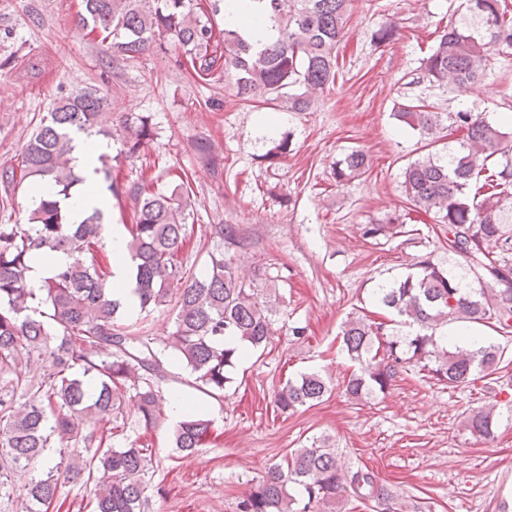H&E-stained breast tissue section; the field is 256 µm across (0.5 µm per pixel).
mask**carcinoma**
Here are the masks:
<instances>
[{
	"label": "carcinoma",
	"instance_id": "1",
	"mask_svg": "<svg viewBox=\"0 0 512 512\" xmlns=\"http://www.w3.org/2000/svg\"><path fill=\"white\" fill-rule=\"evenodd\" d=\"M265 19L278 31L256 51L238 31L219 27L224 0H82L76 28L96 33L104 52L134 59L173 47L202 78L231 82L243 102L260 101L274 111L307 112L318 92L335 84L337 46L345 35L352 0H265ZM512 46V17L502 0H468L467 12L441 32L423 59L424 76L463 89L486 74L497 46ZM95 86L61 98L44 116L22 151L19 183H28L27 223L0 224V499L16 497L21 512H57L61 480L91 485V512H145L146 476L152 444L125 431L123 405L137 404V421L157 427L159 384L176 363L203 394L219 398L241 357L266 347L275 335L274 316L282 296L241 278L224 256L220 228L208 252V271L188 272L180 252L193 233L189 193L152 188L145 176L132 184L135 200L127 249L135 294L142 311L173 305L171 345L137 333L121 322L112 299V258L102 241L103 213L96 210L73 224L64 206L82 182L71 166L74 136L112 137V113ZM396 119L431 147L439 139L442 113L421 101L394 105ZM127 153L136 155L151 136L144 116L119 120ZM451 126L462 133L459 146L427 155L403 173L405 194L415 208L434 213L453 238L448 251L480 268L486 286L475 288L459 271L425 258L417 272L376 288L375 300L394 316L388 323L357 317L344 323L343 345L359 365L344 393L361 400L385 393L408 365L458 388L494 375L503 353L493 342L475 340L469 349L440 345L436 331L453 322L492 323L512 328V130L471 112H457ZM362 150L335 163L336 182H349L369 169ZM95 173L107 189H122L112 165L98 158ZM397 219L368 224L363 235L377 239L398 230ZM58 252L74 261L56 267L42 288L28 284L30 264ZM185 282L184 287L175 285ZM500 289H495V286ZM407 328L394 333V327ZM37 365L28 376L19 366ZM334 387L318 372L287 379L275 392L282 414L312 407ZM497 406L472 410V435L489 438ZM212 420L190 413L173 433L175 450L194 454L210 442ZM297 488L301 496L290 493ZM345 496L371 499L391 512L392 495L366 467L346 469L334 450L319 440L285 455L237 502V512H327Z\"/></svg>",
	"mask_w": 512,
	"mask_h": 512
}]
</instances>
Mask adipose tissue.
Here are the masks:
<instances>
[{
  "label": "adipose tissue",
  "instance_id": "obj_1",
  "mask_svg": "<svg viewBox=\"0 0 512 512\" xmlns=\"http://www.w3.org/2000/svg\"><path fill=\"white\" fill-rule=\"evenodd\" d=\"M262 6L257 0H251L249 6H242L241 0H225L224 24L238 30L241 36L254 47H262L273 41L277 32L271 25L258 22ZM107 139L92 136L76 140L73 150L74 166L81 184L77 185L70 198L67 208L73 221H81L93 211H107L108 199L99 194L93 187V168L99 155L110 151ZM105 241L112 252V294L125 311H135L138 305L133 292L134 280L130 259L126 249L127 235L122 225L108 224L104 227Z\"/></svg>",
  "mask_w": 512,
  "mask_h": 512
}]
</instances>
